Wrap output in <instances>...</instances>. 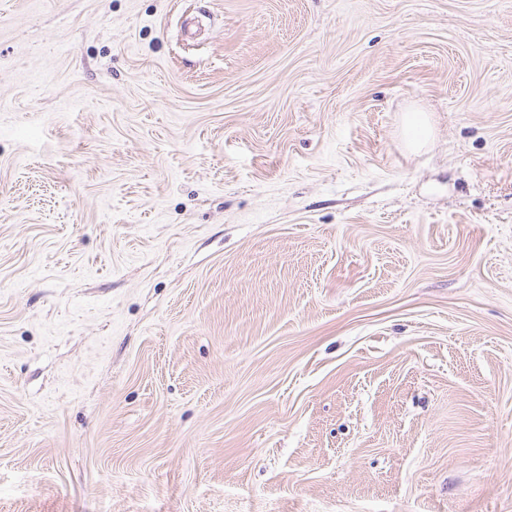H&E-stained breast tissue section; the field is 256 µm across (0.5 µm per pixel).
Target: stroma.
Masks as SVG:
<instances>
[{
	"instance_id": "obj_1",
	"label": "stroma",
	"mask_w": 512,
	"mask_h": 512,
	"mask_svg": "<svg viewBox=\"0 0 512 512\" xmlns=\"http://www.w3.org/2000/svg\"><path fill=\"white\" fill-rule=\"evenodd\" d=\"M0 512H512V0H0ZM404 134L407 144L412 148L421 146L429 134V124L424 112L413 110L404 116Z\"/></svg>"
}]
</instances>
